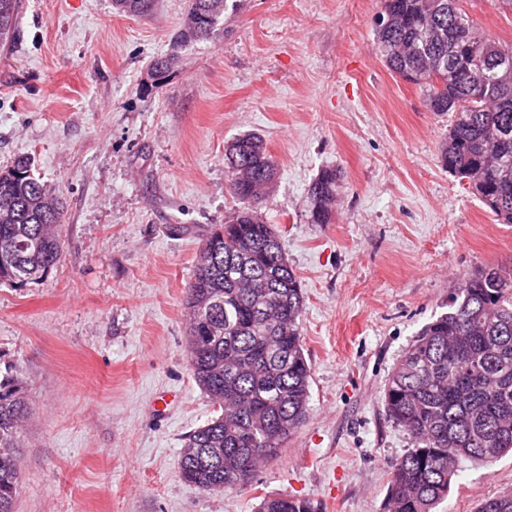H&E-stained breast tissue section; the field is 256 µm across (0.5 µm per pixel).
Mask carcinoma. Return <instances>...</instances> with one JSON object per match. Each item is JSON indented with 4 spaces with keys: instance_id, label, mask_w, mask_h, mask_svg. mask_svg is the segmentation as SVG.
<instances>
[{
    "instance_id": "cac0c4a2",
    "label": "carcinoma",
    "mask_w": 512,
    "mask_h": 512,
    "mask_svg": "<svg viewBox=\"0 0 512 512\" xmlns=\"http://www.w3.org/2000/svg\"><path fill=\"white\" fill-rule=\"evenodd\" d=\"M462 0H384L375 50L387 67L426 90L431 112L454 120L440 156L500 224H512V44L486 37ZM152 0H112L130 15ZM19 0H0V40L13 33ZM228 0H190L176 40L212 38ZM230 195L242 204L205 239L188 284L189 366L217 414L184 439L181 477L204 491L250 482L306 419L311 368L299 320L303 293L260 205L275 168L263 138L225 148ZM341 172L311 182V224L332 221ZM61 201L28 158L0 170V283L25 284L55 267ZM384 402L412 448L392 466L387 512H436L462 461L493 463L512 451V270L487 266L454 287L448 311L426 324L389 373ZM29 399L13 367L0 371V512H14L21 430ZM259 512H314L288 496ZM477 512H512V495Z\"/></svg>"
}]
</instances>
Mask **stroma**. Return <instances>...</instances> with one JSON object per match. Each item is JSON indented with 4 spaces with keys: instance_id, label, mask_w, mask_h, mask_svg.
Masks as SVG:
<instances>
[{
    "instance_id": "stroma-1",
    "label": "stroma",
    "mask_w": 512,
    "mask_h": 512,
    "mask_svg": "<svg viewBox=\"0 0 512 512\" xmlns=\"http://www.w3.org/2000/svg\"><path fill=\"white\" fill-rule=\"evenodd\" d=\"M187 5L20 0L0 46V168L31 157L64 205L59 264L0 284V367L30 399L15 512H258L278 494L386 512L411 440L385 380L462 277L512 268V224L444 168L451 114L375 53L383 0H238L215 38L179 43ZM465 7L512 43L511 7ZM245 133L277 168L261 210L303 289L310 400L250 483L206 492L180 476L185 436L216 411L190 371L185 297L204 235L238 207L224 149ZM326 166L345 186L332 222L312 224L304 201ZM507 494L511 455L467 461L439 512Z\"/></svg>"
}]
</instances>
